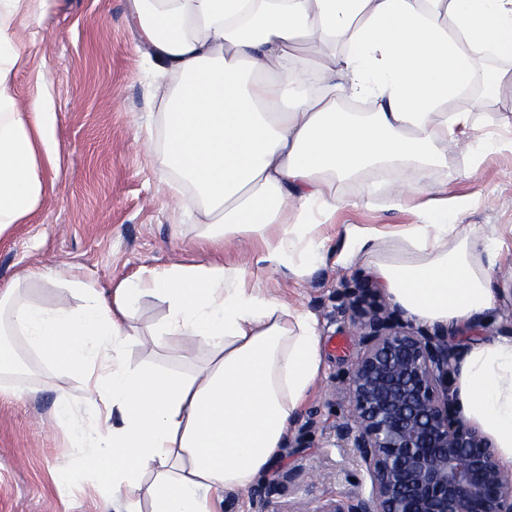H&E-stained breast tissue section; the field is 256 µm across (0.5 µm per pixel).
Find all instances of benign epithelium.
Segmentation results:
<instances>
[{
  "label": "benign epithelium",
  "mask_w": 512,
  "mask_h": 512,
  "mask_svg": "<svg viewBox=\"0 0 512 512\" xmlns=\"http://www.w3.org/2000/svg\"><path fill=\"white\" fill-rule=\"evenodd\" d=\"M352 308L361 352L337 434L370 486L322 512H512L492 441L456 409L460 352L448 335L400 323L367 283Z\"/></svg>",
  "instance_id": "7a95c632"
}]
</instances>
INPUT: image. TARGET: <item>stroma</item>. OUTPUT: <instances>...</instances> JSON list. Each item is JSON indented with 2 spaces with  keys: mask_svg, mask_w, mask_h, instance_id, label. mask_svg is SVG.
<instances>
[{
  "mask_svg": "<svg viewBox=\"0 0 512 512\" xmlns=\"http://www.w3.org/2000/svg\"><path fill=\"white\" fill-rule=\"evenodd\" d=\"M11 35L22 56L14 79L19 104L29 105L36 95L38 73L51 77L46 92L60 167L45 169L44 194L28 220L0 235V286L26 267L50 270L54 280H27L19 300L69 306L79 302L67 284L74 275L108 288L143 269L212 260L213 247L196 241L188 188L160 157L161 93L176 81L161 74L144 46L131 0H52L40 22L19 16ZM444 110L473 112L482 123L512 132L508 99L483 106L477 96L457 97ZM469 165L452 147L447 167L403 173L429 197L467 202L463 223L492 225L501 243V271L492 283L496 306L451 334L461 347L512 336V152L485 157L473 178L465 174ZM394 179L391 172L369 171L337 184L346 204L326 229L324 265L305 280L283 276L274 282L279 297L317 317L323 372L279 460L257 479L264 493L225 490L220 512H290L298 501L318 512L346 502L362 480L336 427L351 409L345 380L360 351L352 294L373 275L365 262L343 266L336 258L346 225L389 233L422 223L419 210L399 202ZM165 314L158 299L141 300L130 319L137 337L125 345L123 359L132 368L190 373L179 356L182 337L154 334ZM62 401L95 426L80 372L41 363L30 374L0 375V512H97L100 495L88 467L93 451L74 447L68 432L53 424Z\"/></svg>",
  "mask_w": 512,
  "mask_h": 512,
  "instance_id": "35a3bbf8",
  "label": "stroma"
}]
</instances>
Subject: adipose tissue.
Returning <instances> with one entry per match:
<instances>
[{
	"instance_id": "adipose-tissue-1",
	"label": "adipose tissue",
	"mask_w": 512,
	"mask_h": 512,
	"mask_svg": "<svg viewBox=\"0 0 512 512\" xmlns=\"http://www.w3.org/2000/svg\"><path fill=\"white\" fill-rule=\"evenodd\" d=\"M48 0H0V234L38 205L43 167L55 164L47 96L20 107L21 54L10 30L40 21ZM143 36L178 79L163 97V163L193 190L201 240L244 239L262 249L237 265L175 263L106 290L80 279L68 308L20 303L0 290V315L42 361L98 369L87 383L102 423L53 419L93 451L104 486L98 512H140L123 491L151 473L150 512H217L225 489L246 490L278 458L322 369L316 318L252 287L253 275L308 277L325 259L321 217L342 205L334 186L369 168L447 165V145L469 158L502 149L472 112H442L468 87L477 55L512 59V0H133ZM347 40L314 74L292 68L302 42ZM374 104L346 112L343 97ZM423 223L390 237L345 230L340 258L370 264L411 318L458 330L492 310L500 253L483 225L461 229L463 203L421 204ZM167 305L156 333L213 357L195 373L129 368L132 309ZM461 416L490 437L512 473V337L471 342L454 382Z\"/></svg>"
}]
</instances>
